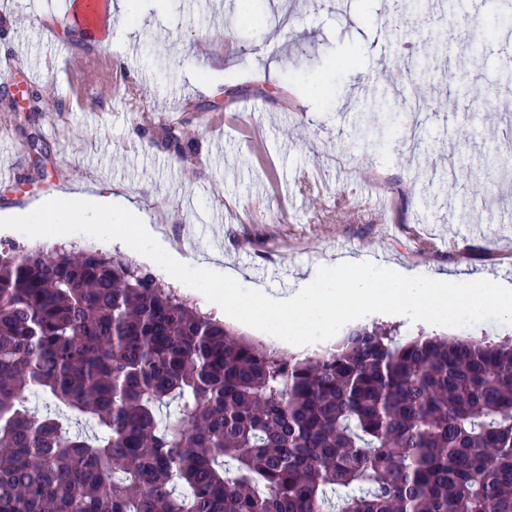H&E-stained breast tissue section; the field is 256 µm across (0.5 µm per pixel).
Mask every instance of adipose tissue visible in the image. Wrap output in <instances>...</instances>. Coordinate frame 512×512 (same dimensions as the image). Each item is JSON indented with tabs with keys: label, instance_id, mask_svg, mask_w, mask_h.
<instances>
[{
	"label": "adipose tissue",
	"instance_id": "ef3b65f1",
	"mask_svg": "<svg viewBox=\"0 0 512 512\" xmlns=\"http://www.w3.org/2000/svg\"><path fill=\"white\" fill-rule=\"evenodd\" d=\"M63 211L112 219L120 227L116 242L122 246L158 238L134 205L114 196L59 194L31 205L22 219L32 238L60 242L69 234L59 217ZM206 296L218 318L257 326L276 323L292 332L307 329L328 337L374 307L426 322L460 311L477 317L489 308L512 318V289L502 279L468 282L441 273L425 276L413 269L370 264L351 254L317 264L285 297H272L264 284L244 283L242 271L231 266L225 267L223 279L209 280Z\"/></svg>",
	"mask_w": 512,
	"mask_h": 512
}]
</instances>
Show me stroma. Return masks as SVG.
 <instances>
[{
	"label": "stroma",
	"mask_w": 512,
	"mask_h": 512,
	"mask_svg": "<svg viewBox=\"0 0 512 512\" xmlns=\"http://www.w3.org/2000/svg\"><path fill=\"white\" fill-rule=\"evenodd\" d=\"M107 38L74 33L66 0H0V76L39 88L40 113L9 111L0 100V162L15 176L0 182V212L76 189L124 195L144 221L161 226L172 247L194 233L196 254H219L248 270L276 296L298 271L342 254L427 272H485L512 284V177L470 172L468 196L448 177V162L468 128L473 153L512 155V112L473 115L445 77L454 50L441 48L435 85L448 109L401 117L390 142L362 133L358 106L378 94L379 74L404 83L432 24L386 26L389 0H251L266 19L246 21L238 0H112ZM461 27L485 50L479 84L498 79L512 59V31L495 25L497 0H478ZM41 17L30 23L31 13ZM350 66L331 67L334 59ZM182 123L189 142L175 152L164 138ZM40 134L48 159L27 148ZM71 240L136 260L114 245L116 224L74 217ZM401 338L458 334L512 341V320L493 309L431 325L368 312Z\"/></svg>",
	"instance_id": "stroma-1"
}]
</instances>
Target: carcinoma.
Wrapping results in <instances>:
<instances>
[{
    "label": "carcinoma",
    "mask_w": 512,
    "mask_h": 512,
    "mask_svg": "<svg viewBox=\"0 0 512 512\" xmlns=\"http://www.w3.org/2000/svg\"><path fill=\"white\" fill-rule=\"evenodd\" d=\"M425 71L403 111L447 109ZM0 512H512V344L373 325L287 358L128 259L0 247Z\"/></svg>",
    "instance_id": "carcinoma-1"
}]
</instances>
